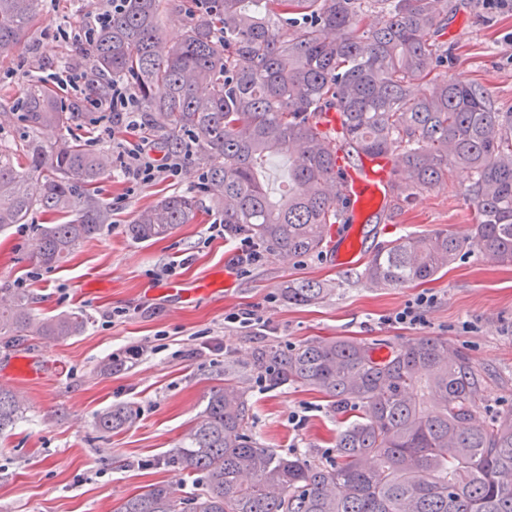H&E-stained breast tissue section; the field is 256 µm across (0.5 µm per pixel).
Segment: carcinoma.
Segmentation results:
<instances>
[{
	"instance_id": "cac0c4a2",
	"label": "carcinoma",
	"mask_w": 512,
	"mask_h": 512,
	"mask_svg": "<svg viewBox=\"0 0 512 512\" xmlns=\"http://www.w3.org/2000/svg\"><path fill=\"white\" fill-rule=\"evenodd\" d=\"M182 38L159 36L161 0H124L93 32L95 79L88 94L108 100L112 83L128 82L147 114L144 127L159 146H194L188 162L204 167L200 191L211 196L223 223L263 249L307 256L323 249L337 223L336 150L358 158L395 155L392 189L410 196L470 170L468 199L479 222L463 240L437 232L408 234L378 248L360 276L373 288L401 287L437 276L478 252L512 265V108H493L485 90L448 77L444 0H190ZM39 0H0V53L31 26ZM377 9L382 21L364 29ZM29 129L19 146L0 147V230L24 224L39 210L52 224L38 228L35 260L58 266L108 219L97 184L109 157L47 132L66 130L80 102L63 105L40 76L17 103ZM334 110L340 129L320 128ZM286 154L288 196L271 199L261 169ZM41 180L32 197L30 179ZM197 214V196L172 193L140 209L127 233L137 242L170 235ZM327 288L291 280L284 300L310 305ZM71 312L40 318L22 288L0 299V342L38 336L63 341L81 332ZM331 338L292 350L260 347L253 367L269 385L317 389L337 412L348 408L334 457L315 462L259 444L249 433L245 392L226 383L164 463L198 476L193 496L166 484L124 501L118 512H512V414L473 421L482 372L448 341L418 337L391 347ZM27 406L0 386V435ZM124 407L94 417L105 433L130 421Z\"/></svg>"
}]
</instances>
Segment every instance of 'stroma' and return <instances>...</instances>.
<instances>
[{
	"label": "stroma",
	"mask_w": 512,
	"mask_h": 512,
	"mask_svg": "<svg viewBox=\"0 0 512 512\" xmlns=\"http://www.w3.org/2000/svg\"><path fill=\"white\" fill-rule=\"evenodd\" d=\"M101 0H40L26 37L0 54V144L25 139L14 109L28 87L32 68L63 69L86 48ZM448 75L483 87L493 107H512V10L488 9L485 0H448ZM112 115L86 107L69 134L88 148L111 150L106 133ZM203 168L187 165L180 177L127 192L118 170L100 183L111 222L84 242L60 267L33 257L41 214L0 231V289H24L37 316L80 312L83 330L62 342L36 337L0 344V385L26 400L27 412L0 437V512H98L118 508L151 485L174 486L179 496L197 492L196 476L176 474L163 458L193 426L210 390L230 382L251 407L250 432L264 447L321 460L332 455L336 413L311 388L268 386L250 363L255 348L292 349L307 341L343 337L391 346L420 336L448 340L486 375L478 394L477 421L512 413V265L471 254L435 280L399 288H373L361 265H337L329 252L293 259L265 255L234 288L221 296L177 302L166 295L170 280L192 285L237 259L234 239L209 229L219 216L207 194L193 223L164 239L138 243L126 234L136 213L160 196L199 187ZM467 171L453 169L440 184L403 199L388 195L384 208L357 223L362 257L406 234L444 231L464 238L479 218L465 195ZM124 196L121 209L112 199ZM174 274H167V267ZM322 282L329 293L310 306L286 303L281 286L290 280ZM436 302L426 325L411 328L389 318L418 294ZM122 309L113 317V309ZM253 309L260 326L225 325V314ZM128 356L116 372H101L113 354ZM29 360L33 380L18 378L14 365ZM124 406L129 425L104 433L96 412Z\"/></svg>",
	"instance_id": "obj_1"
}]
</instances>
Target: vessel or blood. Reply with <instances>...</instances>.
<instances>
[{
	"instance_id": "1",
	"label": "vessel or blood",
	"mask_w": 512,
	"mask_h": 512,
	"mask_svg": "<svg viewBox=\"0 0 512 512\" xmlns=\"http://www.w3.org/2000/svg\"><path fill=\"white\" fill-rule=\"evenodd\" d=\"M392 164V159L388 157H370L359 168H344L339 188L355 221H362L381 209ZM360 251L361 243L352 233L337 235L336 256L340 265L352 264Z\"/></svg>"
}]
</instances>
